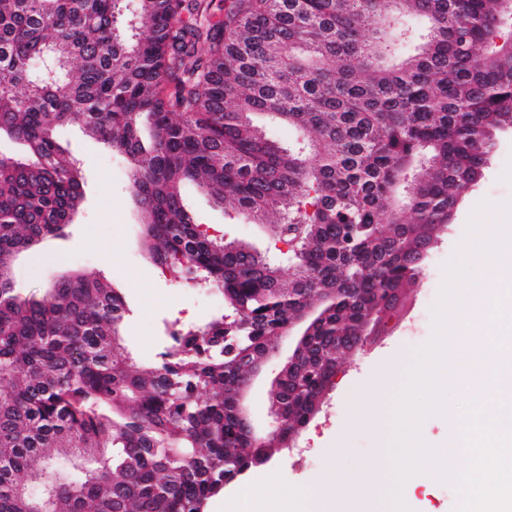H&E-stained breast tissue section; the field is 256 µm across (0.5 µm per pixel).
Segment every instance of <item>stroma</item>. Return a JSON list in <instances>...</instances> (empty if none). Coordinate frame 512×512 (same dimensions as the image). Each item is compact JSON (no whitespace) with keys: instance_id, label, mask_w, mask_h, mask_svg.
Wrapping results in <instances>:
<instances>
[{"instance_id":"1","label":"stroma","mask_w":512,"mask_h":512,"mask_svg":"<svg viewBox=\"0 0 512 512\" xmlns=\"http://www.w3.org/2000/svg\"><path fill=\"white\" fill-rule=\"evenodd\" d=\"M60 141L77 158L84 177V200L63 235L50 237L23 251L13 267L14 285L24 295L41 292L64 272L106 276L119 288L128 307L124 345L133 363L157 361L169 327L200 326L224 312V297L213 288H189L155 265L141 247L140 218L129 191L125 161L87 137L80 126L64 128ZM186 201L197 224L228 242H244L258 250L273 249L267 225L238 214L232 206L214 203L188 190ZM493 206L484 223L500 225L498 209L512 207V131L496 133L483 178L459 202L447 231L432 246L418 283L407 289L396 312L386 319L379 336L364 351L346 356L321 409L300 431L292 448L248 470L241 483L213 496L206 512H240L241 485H261L263 512H299L298 495L309 485L330 484L345 512H356L362 487L374 483L385 468L384 441L392 429V404L418 352L434 334L433 308L446 282V264L472 241L468 227L481 203ZM293 348L282 337L262 369L252 377L246 407L255 430L266 433L271 382ZM468 366L454 368L448 380L447 408L427 416L420 425L423 441L447 447L453 418L465 399L478 390L465 377ZM459 495L453 485L429 479L409 494L411 512H457Z\"/></svg>"}]
</instances>
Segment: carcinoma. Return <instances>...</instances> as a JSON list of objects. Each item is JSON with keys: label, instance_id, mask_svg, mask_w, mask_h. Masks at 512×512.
<instances>
[{"label": "carcinoma", "instance_id": "1", "mask_svg": "<svg viewBox=\"0 0 512 512\" xmlns=\"http://www.w3.org/2000/svg\"><path fill=\"white\" fill-rule=\"evenodd\" d=\"M510 42L503 0H0V135L26 149L0 154V512H205L268 461L240 386L327 299L270 396L306 422L337 341L416 281L512 129ZM266 113L296 144L267 136ZM73 124L126 159L149 257L224 295L223 315L168 330L151 367L131 363L106 278L14 288L17 255L83 201L59 140ZM186 184L273 219L292 277L201 231Z\"/></svg>", "mask_w": 512, "mask_h": 512}]
</instances>
